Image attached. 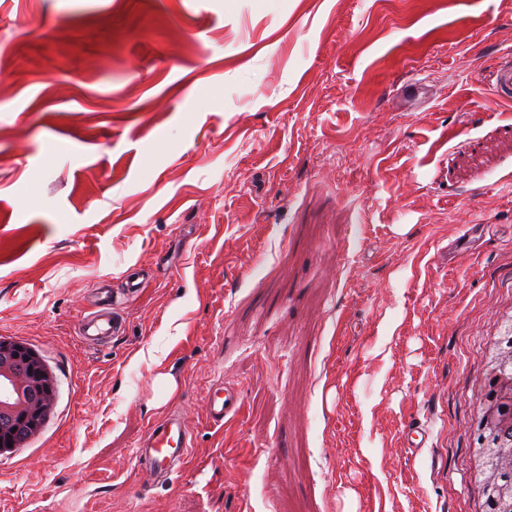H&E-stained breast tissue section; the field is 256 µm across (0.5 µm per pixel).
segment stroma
<instances>
[{
  "instance_id": "35a3bbf8",
  "label": "stroma",
  "mask_w": 512,
  "mask_h": 512,
  "mask_svg": "<svg viewBox=\"0 0 512 512\" xmlns=\"http://www.w3.org/2000/svg\"><path fill=\"white\" fill-rule=\"evenodd\" d=\"M511 55L512 0H0V337L58 384L0 512H481ZM133 265L123 331L84 342ZM173 411L191 457L139 487ZM493 89L502 102L512 101V65H504L496 70L493 77ZM208 416L214 423L237 416L241 410L239 394L236 390L219 386L207 395ZM136 451L135 475L140 486L172 480L187 463L194 438L179 413L170 412L148 425ZM405 451L410 458L421 454L428 437L425 426L417 419H410L404 427Z\"/></svg>"
}]
</instances>
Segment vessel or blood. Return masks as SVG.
I'll return each instance as SVG.
<instances>
[{
    "instance_id": "vessel-or-blood-1",
    "label": "vessel or blood",
    "mask_w": 512,
    "mask_h": 512,
    "mask_svg": "<svg viewBox=\"0 0 512 512\" xmlns=\"http://www.w3.org/2000/svg\"><path fill=\"white\" fill-rule=\"evenodd\" d=\"M493 89L500 101H512L511 64L496 70ZM122 328V322L111 308L103 307L84 316L81 337L88 342H97L118 335ZM207 407L213 422L234 418L241 410L239 394L228 387H216L207 395ZM403 433L407 456L420 455L428 437L425 426L412 419L405 425ZM193 446V432L179 413H168L150 423L136 451L135 475L139 485L152 487L171 480L186 464Z\"/></svg>"
}]
</instances>
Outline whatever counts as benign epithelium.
<instances>
[{"label": "benign epithelium", "instance_id": "obj_1", "mask_svg": "<svg viewBox=\"0 0 512 512\" xmlns=\"http://www.w3.org/2000/svg\"><path fill=\"white\" fill-rule=\"evenodd\" d=\"M57 394L54 376L39 353L25 344L0 337V455L15 451L40 433ZM486 483L501 491L503 472H512V446L493 449Z\"/></svg>", "mask_w": 512, "mask_h": 512}]
</instances>
